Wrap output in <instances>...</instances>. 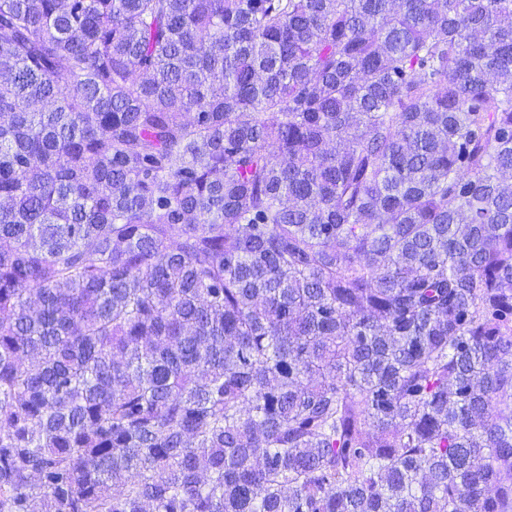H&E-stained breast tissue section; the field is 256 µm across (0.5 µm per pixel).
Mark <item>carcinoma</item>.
<instances>
[{"instance_id": "1", "label": "carcinoma", "mask_w": 512, "mask_h": 512, "mask_svg": "<svg viewBox=\"0 0 512 512\" xmlns=\"http://www.w3.org/2000/svg\"><path fill=\"white\" fill-rule=\"evenodd\" d=\"M512 0H0V512H512Z\"/></svg>"}]
</instances>
